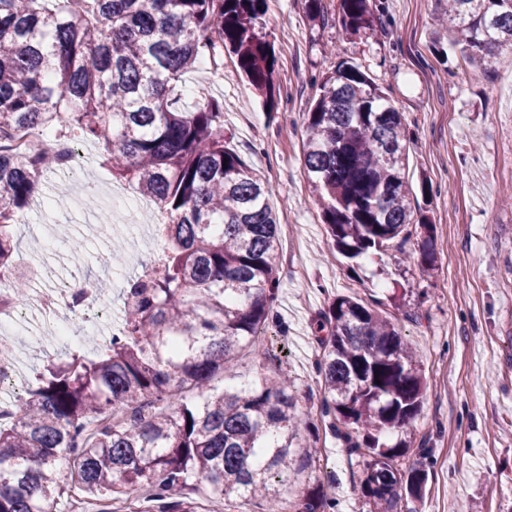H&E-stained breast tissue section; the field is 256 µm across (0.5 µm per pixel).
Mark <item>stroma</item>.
Returning a JSON list of instances; mask_svg holds the SVG:
<instances>
[{"label":"stroma","mask_w":512,"mask_h":512,"mask_svg":"<svg viewBox=\"0 0 512 512\" xmlns=\"http://www.w3.org/2000/svg\"><path fill=\"white\" fill-rule=\"evenodd\" d=\"M373 29L346 30L339 0H322L310 18L304 0H268L265 33L274 47L278 105L267 111L252 86L236 74V60L221 55L209 69L182 80L181 108L206 98L224 102V137L272 189L281 225L280 286L264 333V351L244 350L238 375L248 380L268 369L285 373L297 398L303 437L318 456L288 488V499L322 484L335 512H371L361 492L366 463L342 453V443L321 418L317 326L339 295L382 303L415 349L424 377L420 414L382 437L430 451L422 499H402L400 512H512V48L485 67L460 50H441L435 0H370ZM341 60L358 64L402 112L412 137L407 180L415 204L433 228L436 263L418 264L421 230L411 225L401 247L351 260L331 244L322 207L305 174L304 122L322 76ZM81 153L79 175L41 173L29 204L16 213L11 233L19 257L32 256L41 276L31 293L59 282L92 279L101 300L122 305L128 273L160 255L159 210L148 203L138 223L113 212L109 188L117 181L102 143L71 132ZM85 248L71 259L72 239ZM20 365L27 385L44 366L74 352H89L92 330L63 339L47 333L41 314L17 324Z\"/></svg>","instance_id":"1"}]
</instances>
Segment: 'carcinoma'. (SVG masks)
Masks as SVG:
<instances>
[{"label": "carcinoma", "instance_id": "cac0c4a2", "mask_svg": "<svg viewBox=\"0 0 512 512\" xmlns=\"http://www.w3.org/2000/svg\"><path fill=\"white\" fill-rule=\"evenodd\" d=\"M267 0H0V129H70L104 141L112 175L153 198L163 220L162 267L128 279L123 329L92 356L44 368L38 386L0 423V512H56L65 482L129 512H201L203 503L259 498L283 512L284 491L312 460L288 379L274 370L222 389L237 357L263 348L279 285L280 224L272 188L226 145L224 102L178 108L183 75L223 47L276 109ZM345 28H371L369 0H340ZM452 44L472 60L512 46V0H448ZM403 114L352 61L319 84L307 113L303 161L337 250L378 251L419 223V265L434 267L431 224L417 214L404 170ZM47 155L0 150V275L20 301L11 221L28 205ZM318 329L321 412L342 452L368 458L362 494L398 512L423 497L426 449L381 436L420 413L419 360L379 304L331 303ZM380 384H375V380ZM321 484L294 512H325Z\"/></svg>", "mask_w": 512, "mask_h": 512}]
</instances>
